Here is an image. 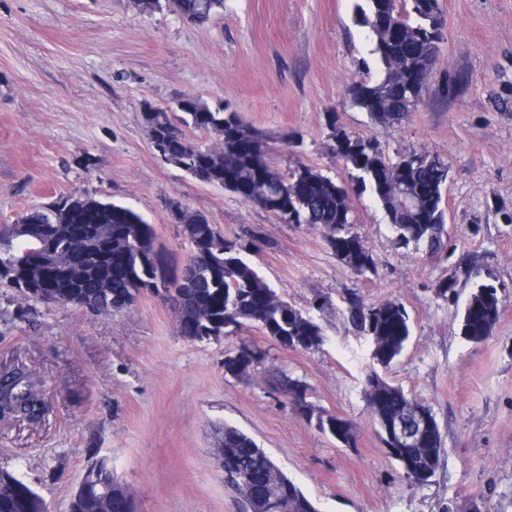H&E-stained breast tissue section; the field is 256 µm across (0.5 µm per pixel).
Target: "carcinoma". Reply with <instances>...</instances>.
I'll return each mask as SVG.
<instances>
[{
    "mask_svg": "<svg viewBox=\"0 0 512 512\" xmlns=\"http://www.w3.org/2000/svg\"><path fill=\"white\" fill-rule=\"evenodd\" d=\"M175 9L191 20L200 11L202 0H173ZM367 7L360 8V19L367 28L371 54L378 65L376 77L353 81L348 88L351 103L368 113L371 120L391 127L407 115L406 82L417 75V70L433 67L437 45L428 38L420 14L439 9L438 0H400L399 33L370 29V22L380 6V0H366ZM193 111L171 112L163 107H150L143 113L144 126L150 140L175 133L186 138L187 171L199 176L203 183L220 185L233 193L231 183L241 181L246 186L244 203L258 206L275 215L286 211L295 215V223L326 231L327 240L338 259L341 251H356L363 258V273L375 267L372 252L361 237L352 230L354 224L347 195L331 177L308 166H301L287 175L275 169L264 146L263 135L246 123L236 112L230 118L214 111V105L199 98L192 100ZM213 138L208 146L193 142L186 131H199ZM354 152L342 156L346 166L356 172L355 185L361 191H370L374 201L389 217L395 245L414 246L429 257H438L446 249L444 224L446 213L440 208L442 190L448 177V167L430 153H420L422 162L406 169L403 181L405 190H421L417 200L419 211L401 207L399 199L377 192V184L398 177L395 168L403 165L406 155L395 161L385 159L379 144L369 138L355 137ZM296 177L304 180L306 192L293 196L288 192V182ZM93 210L99 217L96 224L97 238L102 247L96 250L93 271L85 270L64 281L59 272L44 268L42 276L27 278L16 266L28 235L39 237L43 243L58 252L69 246L64 235L65 226L73 224L78 215ZM192 248L186 261V271L191 287L178 288L169 294L170 304L180 336L195 341L208 331H223L228 321L242 328L257 323L270 335L281 333L297 336H320V325L311 315L288 308V302L261 275L247 257L248 248L227 241L220 231L210 224L206 215L195 211L194 218L184 223ZM7 244L0 247V280L20 293L33 290L31 299L45 302L80 303L110 293L115 298L130 295L132 282L149 284L155 271L154 263L144 260L152 248L154 232L140 214L132 208L97 199L89 194L71 193L43 207L22 214L15 224L5 229ZM350 324L362 333L368 321L380 328L383 340L372 359L379 360L366 375V400L375 423H381L384 412L410 413L420 406L418 400L383 379L377 368L388 367L404 350L411 335L409 315L399 303L387 301L367 306L353 296L347 301ZM499 318L498 299H488L472 293L466 310L461 312L460 326L482 342L492 333ZM238 357L248 361L236 377L249 376L261 363L265 354L250 344L241 345ZM270 385L273 389L291 395L296 406H305L315 412L307 401L302 382L282 370L276 371ZM6 408L28 417L41 416L44 405L40 390L32 373L13 369L4 375ZM273 459L247 434L239 429L224 426V470L238 474L240 480L232 488L246 504L263 494V486L254 479L272 467ZM281 512H315L313 503L291 479L282 477ZM34 490L22 479L0 471V512H37L33 499ZM70 512H130L127 500L118 495L107 501L102 496L101 484L88 489L86 496L70 504Z\"/></svg>",
    "mask_w": 512,
    "mask_h": 512,
    "instance_id": "1",
    "label": "carcinoma"
}]
</instances>
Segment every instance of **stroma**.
<instances>
[{
  "label": "stroma",
  "mask_w": 512,
  "mask_h": 512,
  "mask_svg": "<svg viewBox=\"0 0 512 512\" xmlns=\"http://www.w3.org/2000/svg\"><path fill=\"white\" fill-rule=\"evenodd\" d=\"M357 0H224L198 24L136 0H0V228L70 193L133 208L177 262L191 246L170 202L203 212L225 239L263 238L249 259L279 295L312 311L324 342L288 349L257 324L202 342L180 336L170 305L144 294L109 316L25 301L0 288V370H29L48 406L42 420L0 424V469L48 512H69L91 451L131 486L139 512H243L224 485L216 431L252 437L318 512H512V0H439L444 39L424 100L386 128L350 105L352 80L377 68ZM464 74L456 94L445 80ZM184 96L223 103L266 137L271 164L312 166L342 185L352 171L326 147V113L376 140L386 158L412 150L448 167L447 249L437 261L395 247L383 210L353 192L356 232L374 272L344 266L322 231L287 224L217 185L160 160L143 126L147 107ZM461 294L490 283L502 298L489 338L464 340ZM402 304L403 353L381 373L428 405L443 452L428 486H411L378 435L365 398L369 347L345 299ZM266 352L248 377L225 375L242 344ZM300 379L310 403L353 427L344 447L271 391L269 369Z\"/></svg>",
  "instance_id": "obj_1"
}]
</instances>
